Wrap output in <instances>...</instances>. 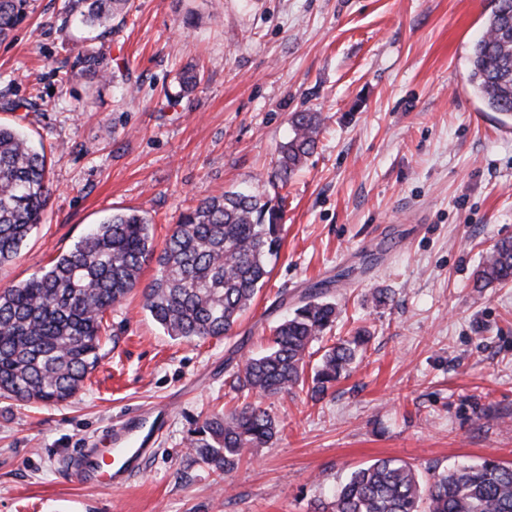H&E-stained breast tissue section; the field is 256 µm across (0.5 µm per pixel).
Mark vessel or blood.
I'll use <instances>...</instances> for the list:
<instances>
[{
  "label": "vessel or blood",
  "instance_id": "b4317fda",
  "mask_svg": "<svg viewBox=\"0 0 512 512\" xmlns=\"http://www.w3.org/2000/svg\"><path fill=\"white\" fill-rule=\"evenodd\" d=\"M168 419V411L163 407L133 410L108 431V452L93 445L77 449L69 459L70 472L84 486H95L103 474L101 461L106 458L112 465V482L126 483L155 455L154 440L167 426Z\"/></svg>",
  "mask_w": 512,
  "mask_h": 512
}]
</instances>
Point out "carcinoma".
Instances as JSON below:
<instances>
[{
	"label": "carcinoma",
	"mask_w": 512,
	"mask_h": 512,
	"mask_svg": "<svg viewBox=\"0 0 512 512\" xmlns=\"http://www.w3.org/2000/svg\"><path fill=\"white\" fill-rule=\"evenodd\" d=\"M485 32L473 45L467 82L487 110L512 117V0H491ZM28 0H0V40L28 16ZM131 0H70L90 27L125 16ZM322 124L313 110L291 116V135L278 150L269 183L288 177L314 151ZM51 195L47 158L13 127L0 124V266L12 261L38 224ZM285 198L266 190L226 191L181 214L163 247L137 210L112 214L49 268L0 287V397L58 405L84 387L101 359L103 320L139 285L148 260L156 276L143 289L144 309L171 338L228 336L272 272ZM512 281V240L497 243L474 273L478 288ZM339 314L317 286L272 328L268 347L232 374L246 401L213 412L193 430L188 448L228 477L250 448L276 439V420L263 400L304 385L306 355ZM368 342L364 330L326 348L311 394H325L349 375ZM317 512H512V464L496 459L433 471L422 479L409 465L378 460L352 471Z\"/></svg>",
	"instance_id": "obj_1"
}]
</instances>
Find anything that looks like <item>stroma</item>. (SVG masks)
Wrapping results in <instances>:
<instances>
[{
    "mask_svg": "<svg viewBox=\"0 0 512 512\" xmlns=\"http://www.w3.org/2000/svg\"><path fill=\"white\" fill-rule=\"evenodd\" d=\"M30 0L0 41V122L44 147V221L0 267V287L49 267L128 209L163 243L206 197L266 185L292 113L321 112L312 155L281 190L282 247L231 335L174 340L133 293L106 313L116 347L70 402L0 400V512H314L355 468L512 462V283L474 272L512 239V120L467 86L490 0H134L109 33ZM102 56L107 78L79 73ZM200 70L182 92L179 75ZM29 98L35 111L10 112ZM366 329V352L322 399L265 400L281 431L231 477L185 446L211 410L240 404L230 376L313 285ZM385 290L390 300L376 304ZM168 403L159 450L129 484L66 473L85 440Z\"/></svg>",
    "mask_w": 512,
    "mask_h": 512,
    "instance_id": "obj_1",
    "label": "stroma"
}]
</instances>
